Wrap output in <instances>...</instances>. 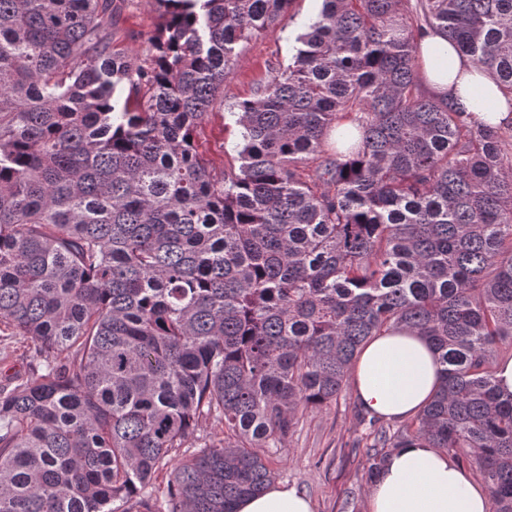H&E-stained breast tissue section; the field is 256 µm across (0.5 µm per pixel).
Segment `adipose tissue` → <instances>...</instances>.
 <instances>
[{"instance_id": "adipose-tissue-1", "label": "adipose tissue", "mask_w": 512, "mask_h": 512, "mask_svg": "<svg viewBox=\"0 0 512 512\" xmlns=\"http://www.w3.org/2000/svg\"><path fill=\"white\" fill-rule=\"evenodd\" d=\"M421 72L432 90L459 97L468 110L493 108L494 121L512 117L495 83L473 72L466 57L444 35L420 40ZM448 62L437 72L434 62ZM442 366L430 343L412 333H391L365 344L351 367L358 403L386 419L414 417L441 383ZM236 512H314L296 487L271 483L261 494L240 499ZM368 512H489L486 487L474 482L457 459L437 448L414 445L391 453L371 487Z\"/></svg>"}]
</instances>
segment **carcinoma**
<instances>
[{
	"label": "carcinoma",
	"mask_w": 512,
	"mask_h": 512,
	"mask_svg": "<svg viewBox=\"0 0 512 512\" xmlns=\"http://www.w3.org/2000/svg\"><path fill=\"white\" fill-rule=\"evenodd\" d=\"M287 66L230 109L239 166L197 134L237 46L292 0H156L146 58L114 0H0V512H234L369 339L425 337L428 404L371 426L365 482L421 442L512 512V119L432 91L443 31L512 105V0H318ZM224 437L155 474L198 418ZM132 503L124 509L114 502ZM31 348L18 337L0 335V383L16 373H24ZM510 353L512 354V351L508 350L507 345L501 346V356L507 358L499 361L496 370V383L499 390L505 395L512 394V357H508Z\"/></svg>",
	"instance_id": "1"
}]
</instances>
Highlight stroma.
I'll return each instance as SVG.
<instances>
[{"instance_id":"35a3bbf8","label":"stroma","mask_w":512,"mask_h":512,"mask_svg":"<svg viewBox=\"0 0 512 512\" xmlns=\"http://www.w3.org/2000/svg\"><path fill=\"white\" fill-rule=\"evenodd\" d=\"M316 8V0H294L271 29L239 45L224 92L198 135L201 151L216 170L239 165L240 129L230 107L254 94L269 66L288 64L294 37ZM157 16L152 0H122L116 23L118 48L142 54ZM358 407L352 386H345L337 401L304 412L285 448L273 458L276 481L296 486L311 499L314 512H368L369 425L360 422Z\"/></svg>"}]
</instances>
